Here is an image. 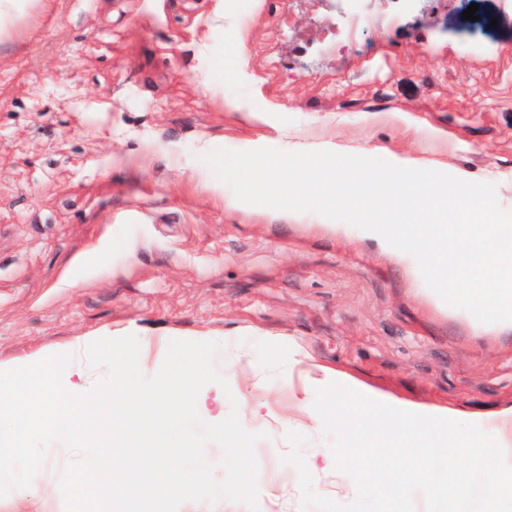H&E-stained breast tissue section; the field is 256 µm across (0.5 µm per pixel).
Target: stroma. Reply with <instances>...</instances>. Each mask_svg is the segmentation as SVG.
Wrapping results in <instances>:
<instances>
[{"mask_svg": "<svg viewBox=\"0 0 512 512\" xmlns=\"http://www.w3.org/2000/svg\"><path fill=\"white\" fill-rule=\"evenodd\" d=\"M42 0L0 40V361L84 336L297 349L385 400L512 405V332L479 333L314 212L239 204L203 148L360 155L492 182L512 210V0ZM370 16L349 38L352 11ZM240 111H233V104ZM240 499L172 512H295L260 490L297 459L252 426Z\"/></svg>", "mask_w": 512, "mask_h": 512, "instance_id": "stroma-1", "label": "stroma"}]
</instances>
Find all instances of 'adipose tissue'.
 Returning <instances> with one entry per match:
<instances>
[{
  "label": "adipose tissue",
  "instance_id": "1",
  "mask_svg": "<svg viewBox=\"0 0 512 512\" xmlns=\"http://www.w3.org/2000/svg\"><path fill=\"white\" fill-rule=\"evenodd\" d=\"M225 366L232 376L246 378L237 393L241 413L231 425L224 421V390L212 384L209 363L173 365L150 388L141 364L131 362L112 335L86 336L0 362V512L16 504L46 512L52 496L48 474L60 464L75 495L97 500L102 512H129L134 497L167 512L168 493L187 494L192 485L210 481L234 495H249L242 476L250 457L241 439L256 422L288 437L316 438L327 427L339 437L336 447L312 448L303 461L279 467L262 490L271 500L310 472L329 478L337 501H360L359 512H388L396 501L408 502V512H435L443 504L444 474L461 467L473 480L460 489L455 512H492L504 494L512 495L502 480L512 473V407L476 422L447 406L381 403L303 350L274 376L259 373L249 348L226 358ZM274 390L295 397L304 421L277 415L263 401ZM150 406L164 429L175 419H205L212 446L197 470L182 467L188 450L179 439L152 441L133 428ZM146 442L154 450L147 463L152 476L142 481L131 459ZM25 453L39 462L31 477L15 472Z\"/></svg>",
  "mask_w": 512,
  "mask_h": 512
}]
</instances>
